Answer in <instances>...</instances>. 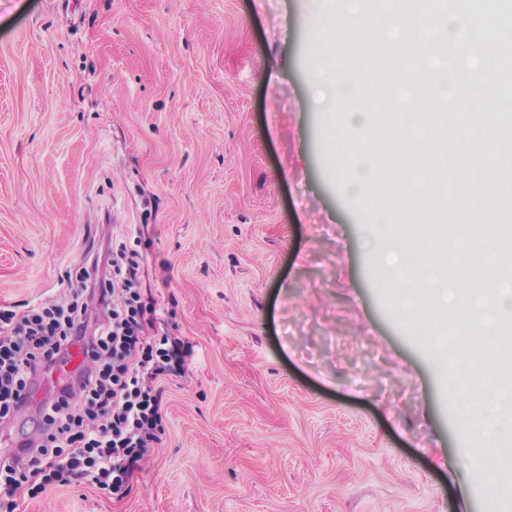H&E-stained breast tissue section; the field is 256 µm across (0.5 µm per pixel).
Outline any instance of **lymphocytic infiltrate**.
<instances>
[{"label":"lymphocytic infiltrate","mask_w":512,"mask_h":512,"mask_svg":"<svg viewBox=\"0 0 512 512\" xmlns=\"http://www.w3.org/2000/svg\"><path fill=\"white\" fill-rule=\"evenodd\" d=\"M156 314L142 293L139 254L123 234L69 275L62 299L20 315L0 310V427L11 428L29 404L38 411L32 436L0 453V512L59 483L123 493L160 439V379L184 374L193 354L180 337L148 335ZM76 345L83 365L34 401L40 381Z\"/></svg>","instance_id":"1"}]
</instances>
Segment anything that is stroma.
Wrapping results in <instances>:
<instances>
[{
	"label": "stroma",
	"instance_id": "obj_1",
	"mask_svg": "<svg viewBox=\"0 0 512 512\" xmlns=\"http://www.w3.org/2000/svg\"><path fill=\"white\" fill-rule=\"evenodd\" d=\"M326 23L321 0H0V309L59 298L117 225L156 331L194 345L123 496L16 512H512L492 461L458 467L448 363L327 162ZM384 48L347 57L386 94Z\"/></svg>",
	"mask_w": 512,
	"mask_h": 512
}]
</instances>
